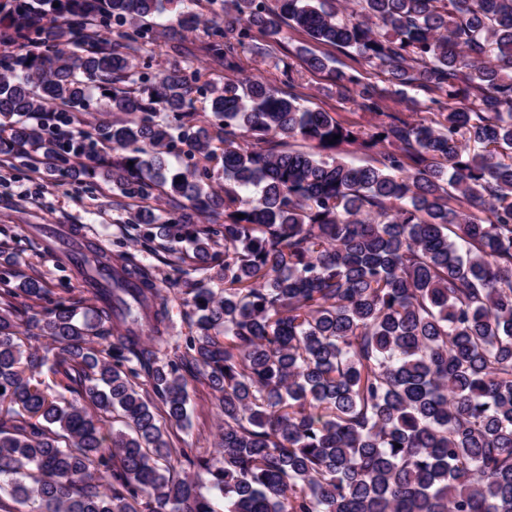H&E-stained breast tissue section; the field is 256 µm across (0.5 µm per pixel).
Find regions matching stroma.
Listing matches in <instances>:
<instances>
[{"mask_svg": "<svg viewBox=\"0 0 512 512\" xmlns=\"http://www.w3.org/2000/svg\"><path fill=\"white\" fill-rule=\"evenodd\" d=\"M212 5L208 0H169L165 10L156 17L158 29L174 24L183 13L202 14L204 21L186 32L182 41L189 52L184 56L156 54L152 60L153 73L179 64L191 67L200 83L221 80L224 70L204 51L210 32ZM306 106L330 112L337 119L362 127L369 126L371 116L354 102L337 95L326 73L301 71L296 88ZM126 212L112 198L110 185L89 172L77 177L34 171L29 160L0 155V265L13 273L14 282L31 276L41 277L52 293L66 297L90 311L96 299L80 277L65 278L57 268V253L48 249L51 224L70 225V241L102 240L123 242L150 268L172 300L169 304V332L174 336L189 335L192 326L187 306L178 297V284L191 263L181 268L166 265L158 244H145L131 225L125 222ZM188 416L186 425L168 426L169 440L177 450L191 455H214L222 416L214 393L203 377L190 379L188 384Z\"/></svg>", "mask_w": 512, "mask_h": 512, "instance_id": "obj_1", "label": "stroma"}]
</instances>
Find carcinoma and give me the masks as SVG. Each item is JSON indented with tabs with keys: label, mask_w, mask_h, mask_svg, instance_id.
<instances>
[{
	"label": "carcinoma",
	"mask_w": 512,
	"mask_h": 512,
	"mask_svg": "<svg viewBox=\"0 0 512 512\" xmlns=\"http://www.w3.org/2000/svg\"><path fill=\"white\" fill-rule=\"evenodd\" d=\"M8 2L0 41L24 53L0 55V154L67 174L112 144L97 167L129 223L175 267L187 243L197 276L175 341L168 293L120 242L83 246L79 275L112 272L90 321L40 277L0 275V512H512V0H223L205 51L225 72L280 57L285 26L350 49L387 86L298 58L355 93L367 129L302 104L290 63L278 85L208 83L201 107L187 68L139 72L163 0ZM388 95L433 118L382 111ZM94 97L118 119L60 139ZM20 298L44 316L16 322ZM198 374L224 416L210 457L159 419L187 422Z\"/></svg>",
	"instance_id": "1"
}]
</instances>
